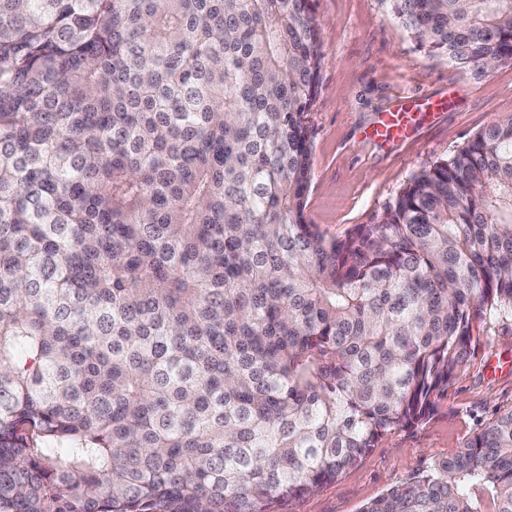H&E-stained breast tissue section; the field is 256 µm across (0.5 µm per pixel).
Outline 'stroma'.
I'll list each match as a JSON object with an SVG mask.
<instances>
[{
    "mask_svg": "<svg viewBox=\"0 0 512 512\" xmlns=\"http://www.w3.org/2000/svg\"><path fill=\"white\" fill-rule=\"evenodd\" d=\"M322 30L319 87L308 114L313 176L305 219L339 237L377 223L409 179L470 137L512 116V63L478 75L415 48L379 0H315ZM441 102L416 111L415 138H367L400 95ZM512 408V335L480 332L468 366L425 424L385 437L355 467L275 512H361L428 464L454 456L497 413Z\"/></svg>",
    "mask_w": 512,
    "mask_h": 512,
    "instance_id": "35a3bbf8",
    "label": "stroma"
}]
</instances>
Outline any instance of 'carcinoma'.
<instances>
[{"mask_svg": "<svg viewBox=\"0 0 512 512\" xmlns=\"http://www.w3.org/2000/svg\"><path fill=\"white\" fill-rule=\"evenodd\" d=\"M512 61V0H380ZM313 0H0V512H273L512 319V116L376 224L305 220ZM362 512H512V409Z\"/></svg>", "mask_w": 512, "mask_h": 512, "instance_id": "cac0c4a2", "label": "carcinoma"}]
</instances>
